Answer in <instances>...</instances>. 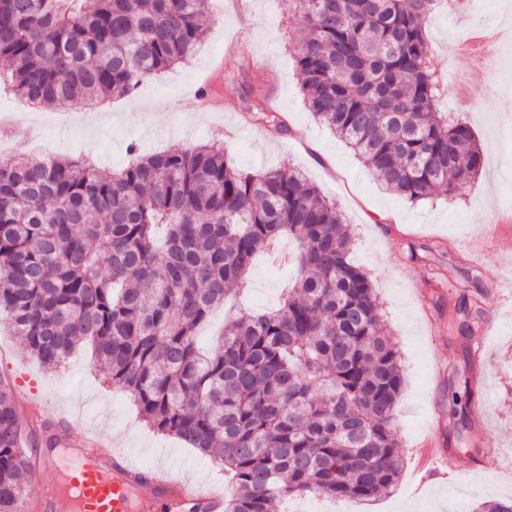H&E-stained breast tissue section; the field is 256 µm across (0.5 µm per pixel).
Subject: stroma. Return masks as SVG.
<instances>
[{"label": "stroma", "instance_id": "obj_1", "mask_svg": "<svg viewBox=\"0 0 512 512\" xmlns=\"http://www.w3.org/2000/svg\"><path fill=\"white\" fill-rule=\"evenodd\" d=\"M474 18L495 36L490 55L457 56L464 34L457 17L438 14L425 29L443 86L440 110L452 109L461 71L478 70L489 79L473 92L479 105L462 116L483 149L484 169L455 196L423 202L388 189L308 110L294 57L302 21L287 0H208L198 53L147 82L134 98L101 106L102 122L93 133L85 121L68 122L75 104H48L38 116L23 118L18 99L0 91V119L7 123L0 163L23 150L40 157L88 156L117 170L128 163L133 140L147 153L208 144L250 172L299 168L344 214L354 239L351 258L371 276L383 327L401 353L405 382L396 438L404 472L390 495L368 505L288 498L272 512H477L482 503L512 500V285L501 288L470 340L481 372L470 389L485 394L486 412L460 436L448 432V365L463 360L448 307L475 287L501 281L512 268V122L497 109L512 106V0H479ZM256 77L287 120V135L272 136L248 118L239 93ZM292 274L290 266L273 268L261 258L243 304L277 307ZM0 374L13 379L22 417H29V400L37 396L55 405L70 430L91 428L111 437L135 465L152 466L164 447L182 463L177 477L204 483L220 475L197 450L149 428L129 395L105 385L104 369L90 351L48 371L25 357L2 325ZM429 439L449 450L458 469L454 481L419 484L418 450Z\"/></svg>", "mask_w": 512, "mask_h": 512}]
</instances>
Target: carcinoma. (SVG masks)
<instances>
[{
  "label": "carcinoma",
  "instance_id": "1",
  "mask_svg": "<svg viewBox=\"0 0 512 512\" xmlns=\"http://www.w3.org/2000/svg\"><path fill=\"white\" fill-rule=\"evenodd\" d=\"M291 2L304 20L295 52L307 107L387 188L416 202L478 177L470 126L436 111L425 21L437 0ZM204 12L205 0H0V74L38 107L132 97L196 54ZM250 93L255 121L285 134L260 86ZM128 152L115 172L88 158L0 164V321L47 368L91 345L148 426L232 475L223 512L390 494L403 473L404 378L336 204L294 169L251 175L209 145ZM284 237L297 243V277L281 306L239 312L201 351L199 328ZM482 297L453 306L463 339L484 320ZM463 349L449 374L457 433L471 416L475 353ZM0 384V512H22L30 460Z\"/></svg>",
  "mask_w": 512,
  "mask_h": 512
}]
</instances>
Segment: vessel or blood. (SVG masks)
I'll use <instances>...</instances> for the list:
<instances>
[{
    "label": "vessel or blood",
    "instance_id": "b4317fda",
    "mask_svg": "<svg viewBox=\"0 0 512 512\" xmlns=\"http://www.w3.org/2000/svg\"><path fill=\"white\" fill-rule=\"evenodd\" d=\"M42 465L60 482L57 497L41 494L37 512H186L192 504L224 501L223 489L171 477L169 453L143 470L113 453L111 440L89 433L64 438L61 450L43 454Z\"/></svg>",
    "mask_w": 512,
    "mask_h": 512
}]
</instances>
